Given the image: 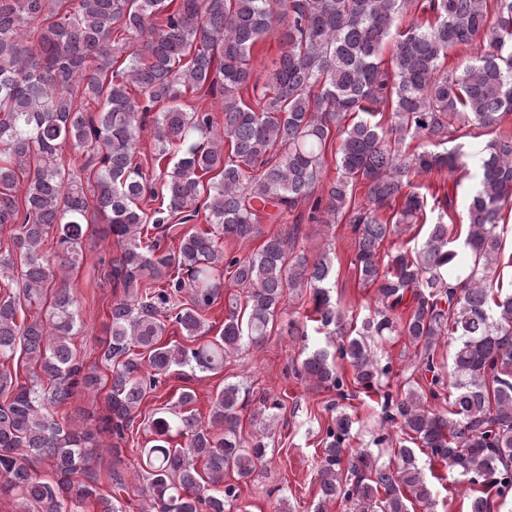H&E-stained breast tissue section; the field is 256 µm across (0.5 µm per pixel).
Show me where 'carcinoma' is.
Instances as JSON below:
<instances>
[{
	"label": "carcinoma",
	"instance_id": "carcinoma-1",
	"mask_svg": "<svg viewBox=\"0 0 512 512\" xmlns=\"http://www.w3.org/2000/svg\"><path fill=\"white\" fill-rule=\"evenodd\" d=\"M275 27L279 58L264 83H254L252 49ZM476 41L482 48L474 58L445 66L449 49ZM249 88L253 107L242 98ZM204 89L220 90L223 121L181 104ZM152 111L154 159L166 168L162 204L149 215L140 202L155 192L135 151L142 117ZM511 113L512 0H0V229L18 224L0 244V360L20 353L43 373L27 380L0 374V497L17 500L19 512L88 505L123 512L120 449L100 436L124 439L142 400L171 371L215 372L244 343L262 342L285 292L305 285L314 317L288 321L287 335L341 341L334 354L316 345L299 374L344 399L348 383L336 359L348 360L354 384L383 397L375 443L389 440L396 425L410 439L382 462L350 447L356 420L339 412L326 430L314 512L337 499L359 512H408L410 501L432 509L434 489L415 443L473 488L469 512H493L495 498L512 493V288L500 286L498 273V226L512 201V135L498 128ZM465 127L491 138L480 151L467 233L455 237L448 211L457 186L418 192L411 178L463 166V145L448 143ZM333 133L337 176L323 187ZM409 139L420 144L410 150ZM89 167L96 171L90 198L77 175ZM359 184L367 187L364 205L355 204ZM91 200L116 237L110 276L125 295L112 304L101 355L111 372L109 413L96 426L69 428L56 409L101 384L71 348L68 278L80 261ZM302 202L309 210L298 222L352 225L353 265L362 284L378 291V307L353 327L331 302L328 254L297 253L279 235L246 257L218 245L219 235H259L260 216L277 218L266 208L291 213ZM201 213L215 231L170 235ZM416 224L426 226L419 246L380 253L385 239ZM148 225L162 235L143 246ZM52 229L53 260L40 252ZM167 238L178 244L164 246ZM226 275L245 301L230 303L219 335L203 344L162 343L170 322L190 339L202 334V313L221 299ZM19 280L24 303L11 293ZM34 306L36 316L25 317ZM394 335L422 345L420 375L431 374L434 399L451 389L449 414L426 408L422 392L389 390L392 368L371 355L368 339ZM445 336L454 346L446 373L435 359ZM248 394L224 386L206 428L189 409L195 393L188 388L154 414L155 438L137 473L143 508L224 512L238 499L224 471L248 479L267 456L262 432L248 442L238 434ZM102 449L112 455L106 492L90 475ZM35 462L48 466L45 475Z\"/></svg>",
	"mask_w": 512,
	"mask_h": 512
}]
</instances>
